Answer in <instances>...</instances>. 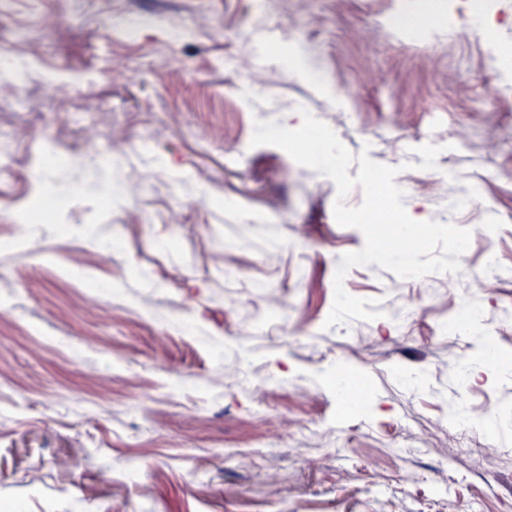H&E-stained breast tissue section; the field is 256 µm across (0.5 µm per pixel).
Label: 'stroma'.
Returning a JSON list of instances; mask_svg holds the SVG:
<instances>
[{"label": "stroma", "mask_w": 512, "mask_h": 512, "mask_svg": "<svg viewBox=\"0 0 512 512\" xmlns=\"http://www.w3.org/2000/svg\"><path fill=\"white\" fill-rule=\"evenodd\" d=\"M401 0H0V512H512V279L352 267L376 319L325 327L365 237L255 120L299 105L396 168L459 268L512 269V0L480 36ZM306 43L341 103L290 74ZM122 168V202L74 192ZM55 207L41 216L37 197ZM461 307L482 319L462 335ZM504 374L461 380L489 341ZM485 454L450 460L449 429Z\"/></svg>", "instance_id": "obj_1"}]
</instances>
